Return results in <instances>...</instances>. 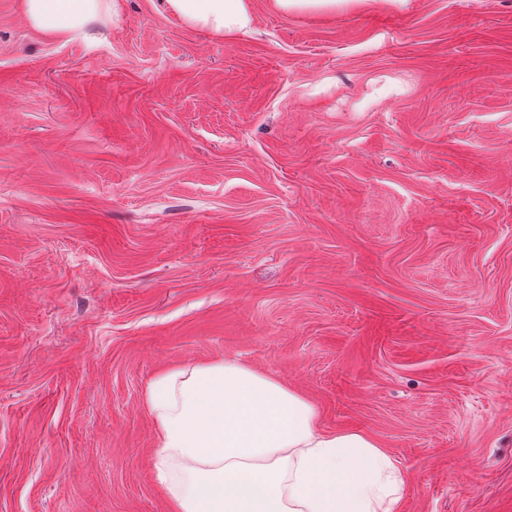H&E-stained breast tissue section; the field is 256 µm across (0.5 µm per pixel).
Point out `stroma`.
<instances>
[{"instance_id":"1","label":"stroma","mask_w":512,"mask_h":512,"mask_svg":"<svg viewBox=\"0 0 512 512\" xmlns=\"http://www.w3.org/2000/svg\"><path fill=\"white\" fill-rule=\"evenodd\" d=\"M0 0V512H168L149 381L237 359L378 438L404 512H512V0ZM115 0H22L28 24L40 31L68 39H95L93 27L104 16L112 17ZM168 12L190 27L226 38L251 30L254 18L247 0H164ZM341 0H273L275 7L281 12H296L322 9H335Z\"/></svg>"}]
</instances>
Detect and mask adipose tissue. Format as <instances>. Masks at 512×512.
I'll return each mask as SVG.
<instances>
[{"label":"adipose tissue","mask_w":512,"mask_h":512,"mask_svg":"<svg viewBox=\"0 0 512 512\" xmlns=\"http://www.w3.org/2000/svg\"><path fill=\"white\" fill-rule=\"evenodd\" d=\"M191 27L249 32L247 0H164ZM113 0H21L28 24L93 39ZM153 467L170 512H403L408 479L382 443L329 432L317 407L236 360L179 366L149 384Z\"/></svg>","instance_id":"ef3b65f1"}]
</instances>
